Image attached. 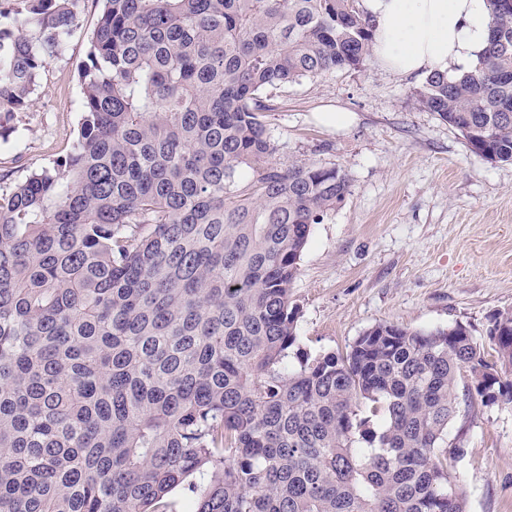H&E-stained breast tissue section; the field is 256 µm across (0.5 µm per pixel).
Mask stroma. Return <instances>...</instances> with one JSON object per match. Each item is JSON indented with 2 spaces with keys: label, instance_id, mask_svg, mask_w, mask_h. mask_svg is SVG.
I'll use <instances>...</instances> for the list:
<instances>
[{
  "label": "stroma",
  "instance_id": "stroma-1",
  "mask_svg": "<svg viewBox=\"0 0 512 512\" xmlns=\"http://www.w3.org/2000/svg\"><path fill=\"white\" fill-rule=\"evenodd\" d=\"M101 8L77 0L76 28L0 135L4 185L73 151L78 71ZM422 82L372 60L288 85L268 118L281 160L335 164L351 182L343 204L314 225L293 285L299 351H344L378 323L460 322L487 346L490 316L512 311V162L472 154L459 131L420 108ZM326 107L348 111L350 123L322 125ZM448 439L461 442L463 456H436L465 488L468 512H512V405H460Z\"/></svg>",
  "mask_w": 512,
  "mask_h": 512
}]
</instances>
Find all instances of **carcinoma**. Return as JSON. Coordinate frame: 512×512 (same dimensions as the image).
Here are the masks:
<instances>
[{"label": "carcinoma", "instance_id": "cac0c4a2", "mask_svg": "<svg viewBox=\"0 0 512 512\" xmlns=\"http://www.w3.org/2000/svg\"><path fill=\"white\" fill-rule=\"evenodd\" d=\"M0 9V113L22 111L74 0ZM64 167L0 190V512H467L434 450L467 399L512 404L455 323L376 324L289 363L312 225L350 194L336 165L276 158L277 91L356 70L355 0H103ZM489 5L472 71L417 102L512 162V18Z\"/></svg>", "mask_w": 512, "mask_h": 512}]
</instances>
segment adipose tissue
<instances>
[{"label": "adipose tissue", "mask_w": 512, "mask_h": 512, "mask_svg": "<svg viewBox=\"0 0 512 512\" xmlns=\"http://www.w3.org/2000/svg\"><path fill=\"white\" fill-rule=\"evenodd\" d=\"M374 26V54L398 75L473 69L488 45L487 0H362Z\"/></svg>", "instance_id": "obj_1"}]
</instances>
